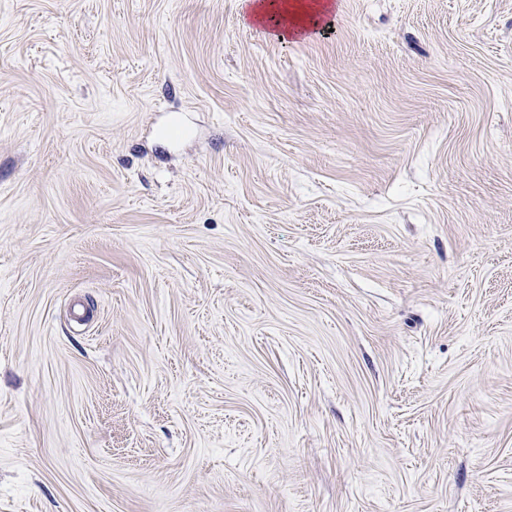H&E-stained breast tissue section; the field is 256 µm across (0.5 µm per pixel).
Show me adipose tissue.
Segmentation results:
<instances>
[{
    "mask_svg": "<svg viewBox=\"0 0 512 512\" xmlns=\"http://www.w3.org/2000/svg\"><path fill=\"white\" fill-rule=\"evenodd\" d=\"M330 10L329 0H255L250 17L282 40L317 27Z\"/></svg>",
    "mask_w": 512,
    "mask_h": 512,
    "instance_id": "ef3b65f1",
    "label": "adipose tissue"
}]
</instances>
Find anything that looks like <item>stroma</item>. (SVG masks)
Instances as JSON below:
<instances>
[{"label": "stroma", "instance_id": "1", "mask_svg": "<svg viewBox=\"0 0 512 512\" xmlns=\"http://www.w3.org/2000/svg\"><path fill=\"white\" fill-rule=\"evenodd\" d=\"M0 0V512H512V0ZM250 17L268 26L271 34L284 40L293 33L317 27L331 11V1L261 0L253 1Z\"/></svg>", "mask_w": 512, "mask_h": 512}]
</instances>
